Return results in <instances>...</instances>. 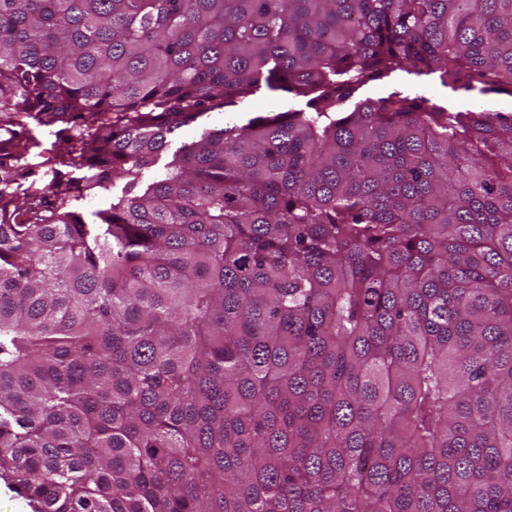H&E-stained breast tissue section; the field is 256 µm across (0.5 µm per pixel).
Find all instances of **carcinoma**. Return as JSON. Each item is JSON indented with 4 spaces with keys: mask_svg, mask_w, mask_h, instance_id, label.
<instances>
[{
    "mask_svg": "<svg viewBox=\"0 0 512 512\" xmlns=\"http://www.w3.org/2000/svg\"><path fill=\"white\" fill-rule=\"evenodd\" d=\"M396 73L512 96V0H0L30 512H512V114L362 97ZM261 91L301 105L161 162ZM61 172L112 188L98 222Z\"/></svg>",
    "mask_w": 512,
    "mask_h": 512,
    "instance_id": "1",
    "label": "carcinoma"
}]
</instances>
